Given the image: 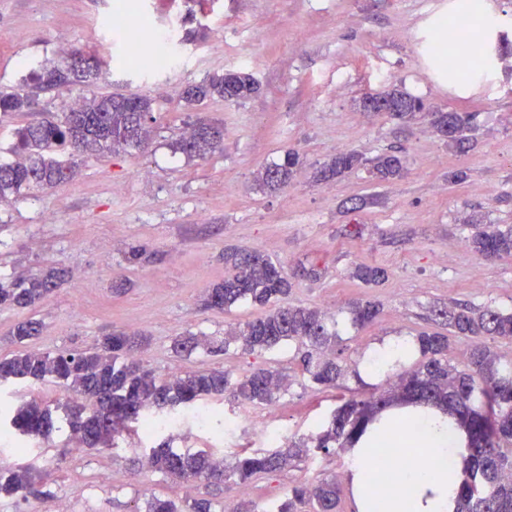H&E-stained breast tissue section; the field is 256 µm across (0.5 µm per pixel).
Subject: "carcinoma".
Returning a JSON list of instances; mask_svg holds the SVG:
<instances>
[{
  "instance_id": "carcinoma-1",
  "label": "carcinoma",
  "mask_w": 512,
  "mask_h": 512,
  "mask_svg": "<svg viewBox=\"0 0 512 512\" xmlns=\"http://www.w3.org/2000/svg\"><path fill=\"white\" fill-rule=\"evenodd\" d=\"M495 24L483 19L474 24V42L468 48L478 70L490 64V34ZM93 57L75 48L59 61L46 60L23 79L24 89L0 91V114L14 116L32 112L39 94L53 89L71 92L97 77ZM259 90L251 74L243 69L213 73L183 91V101L197 106L220 98L245 101ZM367 112H386L399 119L422 110L419 100L392 88L367 95L362 100ZM155 100L140 94L78 96L69 108L16 130V142L6 149L9 158L0 161V201L26 190L54 188L72 180L75 166L70 157L81 154L128 152L146 147L151 125L156 122ZM471 112H433L437 130L457 129L453 142L465 150L471 130ZM224 129L199 123L171 143L175 153L189 159H205L223 146ZM300 164L294 150L284 153L282 162L264 167L258 181L270 191L284 188ZM369 167L376 179L386 181L399 174L402 161L395 155L372 159L356 150L337 154L319 170V179L333 180L361 167ZM474 251L486 259L512 255V229L487 226L471 237ZM233 273L205 291L207 309L228 312L240 303L265 309L263 315L247 321L218 340L189 333L174 341L173 351L189 357L202 351L209 355L227 353L236 345L246 351L271 350L285 342L306 347L300 357L303 377L316 390L340 389L347 364L336 348L337 334L321 311L288 302L292 285L283 265L258 251L233 250L224 254ZM355 276L366 285H377L386 271L375 265H361ZM65 281V271L55 267L24 278H0V309H25ZM353 326L365 328L381 314L380 304L357 300L350 305ZM435 324L448 329L421 331L415 338L419 359L414 368L398 375L388 387L360 396L341 394L329 420L311 434L288 442L286 448L245 452L232 465L216 459L204 449H179L172 439L163 438L143 449L142 466L183 481L249 483L255 476L275 474L294 466L312 452L328 453L370 448L377 440L393 443L399 431L389 425V411L396 406L435 408L456 419L465 434L464 479L456 512H512V363L503 364L499 355L481 342L486 337L512 339V311L491 306L475 308L457 304L434 311ZM40 324L30 319L18 322L11 336L24 344L39 334ZM473 340L464 366L448 358L450 337ZM148 343L138 333L114 331L80 351L23 349L0 358V385L51 384L61 392L85 397L83 412L61 407L63 417L38 404L20 407L4 421L0 436L19 445V452L39 442L61 424L81 447L97 451L115 447V439L130 424L147 428V419L174 411L197 410L205 400L230 393L251 403L273 404L290 386L288 374L260 368L241 380L222 370H187L162 379L156 370L137 356ZM48 474L31 465H0V497H38L48 493ZM207 498L178 505L157 496L147 501L145 512H212ZM273 512H341V490L334 476L289 488L278 499Z\"/></svg>"
}]
</instances>
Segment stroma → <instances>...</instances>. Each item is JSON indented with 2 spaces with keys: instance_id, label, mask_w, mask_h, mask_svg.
<instances>
[{
  "instance_id": "stroma-1",
  "label": "stroma",
  "mask_w": 512,
  "mask_h": 512,
  "mask_svg": "<svg viewBox=\"0 0 512 512\" xmlns=\"http://www.w3.org/2000/svg\"><path fill=\"white\" fill-rule=\"evenodd\" d=\"M124 4L128 30L141 34L136 56L112 17ZM457 0H0V89L18 88L59 46L95 56L101 75L94 93H140L155 101L157 122L145 151L75 157L78 174L49 192L0 203V276L25 277L62 267L68 279L35 307L0 310V357L19 349L10 339L16 323L41 322L31 346L43 351L83 350L115 330L138 331L149 344L143 358L160 376L219 368L243 378L257 368L288 372L291 385L275 402L274 425L289 439L323 424L335 405L330 394L303 380L298 346L245 352L230 348L176 357L172 343L189 333L223 336L262 315L243 303L228 312L204 309L206 288L223 280L228 250H257L280 261L292 283L290 303L329 313L351 371L344 384L359 394L385 387L367 375L363 356L388 338L413 339L432 328L431 308L466 303L512 309V256L486 260L470 244L477 225L512 228V53L494 55L486 73L456 79L424 57L422 41ZM198 30L185 43V28ZM176 23L170 44L176 61L152 66L156 47L146 25ZM244 69L260 89L231 103L215 99L190 108L185 86L206 75ZM392 80H385V73ZM394 85L421 100L422 113L402 121L364 111L367 95ZM471 112L470 147L462 152L431 126V112ZM224 127V145L205 160L173 153L170 144L197 119ZM297 150L303 164L286 188L263 189L262 167ZM357 150L372 158L398 152L402 177L379 182L360 169L330 182L318 170L336 154ZM461 173L458 182L449 173ZM368 198L356 209L352 203ZM56 219L44 220L46 211ZM142 245L139 263L129 247ZM363 264L386 268L380 284L359 282ZM128 279L123 295L112 292ZM358 299L379 303L382 314L358 329L347 313ZM236 419L227 437L187 425L177 448H202L235 458L262 448L259 424L266 406L224 395L209 400ZM139 427L124 432L114 449L75 448L66 431L17 454L0 444V463L49 466V496L1 498L0 512H144L149 496L182 502L206 497L230 508L258 507L294 484L326 475L345 477L352 453H317L284 472L250 484L174 481L140 472Z\"/></svg>"
}]
</instances>
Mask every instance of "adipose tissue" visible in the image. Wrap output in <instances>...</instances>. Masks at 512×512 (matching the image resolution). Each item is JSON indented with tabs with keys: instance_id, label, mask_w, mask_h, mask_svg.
I'll return each instance as SVG.
<instances>
[{
	"instance_id": "ef3b65f1",
	"label": "adipose tissue",
	"mask_w": 512,
	"mask_h": 512,
	"mask_svg": "<svg viewBox=\"0 0 512 512\" xmlns=\"http://www.w3.org/2000/svg\"><path fill=\"white\" fill-rule=\"evenodd\" d=\"M396 445L398 489L370 512H455L464 453L456 421L439 411L421 415Z\"/></svg>"
}]
</instances>
